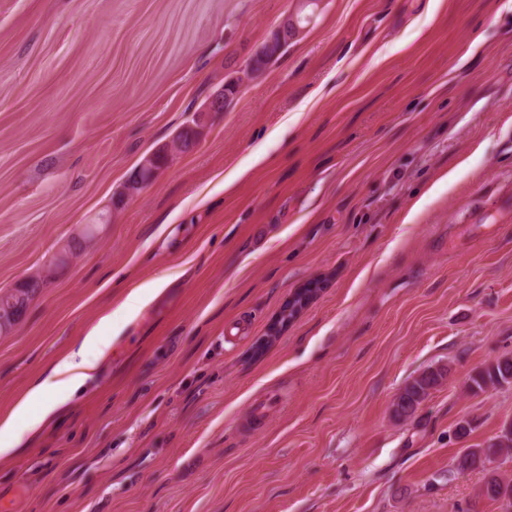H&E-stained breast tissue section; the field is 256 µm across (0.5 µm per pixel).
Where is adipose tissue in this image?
<instances>
[{
  "mask_svg": "<svg viewBox=\"0 0 512 512\" xmlns=\"http://www.w3.org/2000/svg\"><path fill=\"white\" fill-rule=\"evenodd\" d=\"M102 345L98 333L89 332L77 351L63 358L47 376L33 381L11 413L0 417V457L15 454L22 444L18 420L36 426L74 396L95 368L91 351L101 349Z\"/></svg>",
  "mask_w": 512,
  "mask_h": 512,
  "instance_id": "obj_1",
  "label": "adipose tissue"
}]
</instances>
